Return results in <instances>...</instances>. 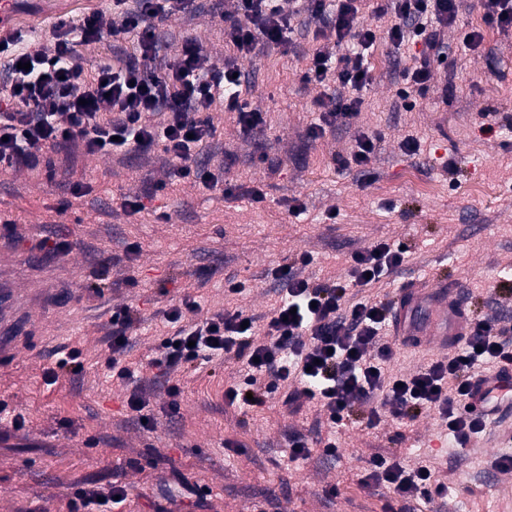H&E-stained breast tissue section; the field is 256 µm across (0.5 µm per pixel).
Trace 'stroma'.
<instances>
[{
  "label": "stroma",
  "mask_w": 512,
  "mask_h": 512,
  "mask_svg": "<svg viewBox=\"0 0 512 512\" xmlns=\"http://www.w3.org/2000/svg\"><path fill=\"white\" fill-rule=\"evenodd\" d=\"M196 13L157 24L161 59H173L185 39H196L216 67H223L224 0H199ZM111 15L112 0H26L13 24L27 40H48L60 14ZM479 0H464L446 61L434 67L428 93L406 109L397 95L405 82L406 52L378 43L373 81L361 92L353 129L313 141L317 87H303L304 54L314 39L292 35L289 51L260 50L241 61L253 84L251 102L266 114L258 134L264 161L251 160L255 143L239 135L236 116L223 105L211 110L214 148L204 159L223 164L227 180L257 186L266 197L224 199L188 179L145 198L140 213L119 207L125 194L141 192L162 174L160 151L130 155H78L67 175L45 167L0 172V287L27 295L13 316V336L0 345V512H68L75 491L120 481L126 500L111 512H388L381 492L359 482L369 457L396 454L413 460L435 455L448 498L437 512H512V471L494 459L512 451L503 419L457 454L434 416L418 419L395 441V425L337 428L335 458L288 459L286 433L307 429L304 414L284 407L242 412L226 406L230 364L199 365L183 378L177 415L164 398L151 403L153 429L139 427L126 405L128 391L106 366L112 309L126 305L140 325L132 354L153 355L166 329L162 312L192 292L202 314L224 305V282H245L238 305L262 315L277 287L272 268L311 253L310 279L344 275L350 255L373 241L408 246L400 270L374 285L394 299L412 281L433 276L460 280L471 308L487 311L494 289L512 279V129L482 135L484 113L512 118V34L485 29V51L462 42L481 25ZM380 135L373 180L343 168L354 129ZM414 137L420 150L404 155ZM454 162L455 174L444 166ZM92 191L72 199L70 184ZM304 203L292 215V200ZM70 242L55 256L49 241ZM138 245L126 259L127 245ZM81 371L46 384L43 368L71 348ZM24 414L15 429L11 420ZM337 495H324L327 486Z\"/></svg>",
  "instance_id": "1"
}]
</instances>
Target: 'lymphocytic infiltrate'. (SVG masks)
I'll return each instance as SVG.
<instances>
[{"mask_svg": "<svg viewBox=\"0 0 512 512\" xmlns=\"http://www.w3.org/2000/svg\"><path fill=\"white\" fill-rule=\"evenodd\" d=\"M194 2L112 0L111 17L93 12L59 21L46 45L26 44L18 30L1 36L8 70L0 85V169L39 162L50 168L55 156L74 149L129 155L157 147L168 163L152 191L190 178L209 191L262 201L263 190L232 183L223 167L200 158L216 136L209 117L216 103L236 113L243 137L266 126L264 112L248 100L252 87L239 76V61L261 47L287 49L298 19L314 25L315 44L301 80L323 88L313 100L318 117L307 129L309 139H321L358 115L360 92L373 80L368 51L377 42L412 49L403 77L416 92L428 91L432 65L446 53L442 34L455 30L463 0H387L374 10L376 17H390L384 27L366 22L368 0H227L224 43L233 57L223 69H216L193 39L156 69L157 22L193 10ZM481 8L482 26L463 36L468 50L477 53L485 28L512 31V0H481ZM105 39L132 41L134 51L117 56L115 63L87 68L80 46ZM405 258L401 245L378 240L352 253L345 277L311 280L300 273L311 256L300 253L272 269L282 290L260 317L226 307L202 318L195 296L184 293L163 313L171 334L144 364L162 378L173 414L183 393L182 373L213 360L236 367V380L224 390L227 406L248 412L279 399L297 412L316 409L309 433L288 436L293 461L316 452L335 455L334 432L349 421L369 429L388 423L401 429L427 414L437 418L459 451H466L486 428L484 418L466 409L473 382L512 366V322L471 313L467 336L448 356L408 374L395 373L401 344L388 335L393 305L370 289L397 272ZM136 323L130 307L113 310L107 360L113 379L129 381L144 365L130 356ZM360 483L383 488L399 512H426L448 495L447 484L423 457L408 463L371 456Z\"/></svg>", "mask_w": 512, "mask_h": 512, "instance_id": "obj_1", "label": "lymphocytic infiltrate"}]
</instances>
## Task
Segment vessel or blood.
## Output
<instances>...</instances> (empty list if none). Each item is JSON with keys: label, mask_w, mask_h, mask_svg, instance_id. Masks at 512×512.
<instances>
[{"label": "vessel or blood", "mask_w": 512, "mask_h": 512, "mask_svg": "<svg viewBox=\"0 0 512 512\" xmlns=\"http://www.w3.org/2000/svg\"><path fill=\"white\" fill-rule=\"evenodd\" d=\"M464 295L460 282L448 278L433 286L422 280L403 288L394 308L393 334L442 352L455 348L469 327ZM470 402L476 411L491 415L500 410L512 412V368L482 380Z\"/></svg>", "instance_id": "b4317fda"}]
</instances>
